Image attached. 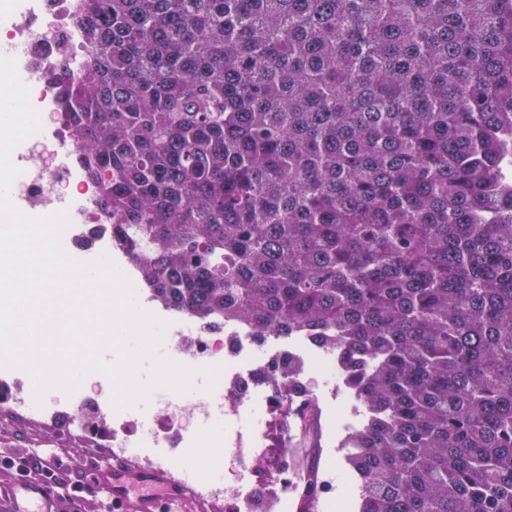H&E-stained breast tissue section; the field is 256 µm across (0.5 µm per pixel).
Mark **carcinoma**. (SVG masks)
<instances>
[{"mask_svg":"<svg viewBox=\"0 0 512 512\" xmlns=\"http://www.w3.org/2000/svg\"><path fill=\"white\" fill-rule=\"evenodd\" d=\"M80 22L64 121L156 298L336 353L358 512H512V0H84Z\"/></svg>","mask_w":512,"mask_h":512,"instance_id":"cac0c4a2","label":"carcinoma"}]
</instances>
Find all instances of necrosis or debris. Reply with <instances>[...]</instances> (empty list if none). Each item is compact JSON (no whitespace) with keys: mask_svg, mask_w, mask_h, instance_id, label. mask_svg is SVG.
<instances>
[{"mask_svg":"<svg viewBox=\"0 0 512 512\" xmlns=\"http://www.w3.org/2000/svg\"><path fill=\"white\" fill-rule=\"evenodd\" d=\"M80 0H0V49L14 50L20 78L30 89L29 101L38 111L42 128L12 153L21 174L11 186L16 206L30 215L67 211L69 224L61 241L73 248L90 246L111 255L116 243L99 204V188L73 165L79 135L62 121L57 88L62 61L78 66L90 48L78 22ZM137 304L165 322L162 346L173 362L210 380L209 395L185 404L178 392L160 389L150 402L155 416L143 431L131 409H115L98 397L88 383L60 397L36 400L32 380L0 379V418L41 420L58 425L89 447L108 454L131 456L155 465H169V449L184 447L200 432H214L233 467L223 480L205 482L198 494L220 504L224 512H263L260 496L272 490L270 512H293L295 495L306 472L284 462L285 421L300 419L320 405L319 385L338 377L332 351L313 347L305 337L269 336L257 339L244 328L203 322L182 315L170 326L171 310L145 288L137 272L127 275ZM305 362L301 392L275 388L258 381L272 365ZM277 435L280 446L269 445ZM266 461L258 469V461Z\"/></svg>","mask_w":512,"mask_h":512,"instance_id":"obj_1","label":"necrosis or debris"}]
</instances>
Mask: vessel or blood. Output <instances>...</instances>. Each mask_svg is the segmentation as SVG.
Here are the masks:
<instances>
[{"mask_svg": "<svg viewBox=\"0 0 512 512\" xmlns=\"http://www.w3.org/2000/svg\"><path fill=\"white\" fill-rule=\"evenodd\" d=\"M24 459L22 451L0 450V460L12 471L11 479L0 482V512H60L61 492L49 478L25 474ZM177 465L181 475L176 478L170 470L116 458L95 466L84 492L99 498L106 512H193L194 483L217 479L218 473L198 468L188 454Z\"/></svg>", "mask_w": 512, "mask_h": 512, "instance_id": "obj_1", "label": "vessel or blood"}]
</instances>
